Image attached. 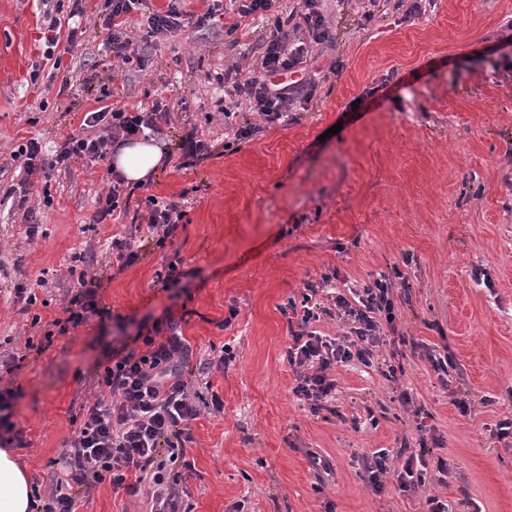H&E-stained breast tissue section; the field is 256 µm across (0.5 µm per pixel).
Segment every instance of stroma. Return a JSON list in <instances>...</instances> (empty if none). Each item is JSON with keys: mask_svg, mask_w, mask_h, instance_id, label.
Instances as JSON below:
<instances>
[{"mask_svg": "<svg viewBox=\"0 0 512 512\" xmlns=\"http://www.w3.org/2000/svg\"><path fill=\"white\" fill-rule=\"evenodd\" d=\"M58 2L0 0V362H19L13 420L27 445L13 454L39 496L64 477L72 417L98 398L113 351L137 323L169 310L184 318L194 361L212 363L194 390L224 403L220 413L202 409L186 464L166 466V477L182 476L181 512H423L431 495L450 512H512V437L499 435L512 420V74L492 68L512 56V0H421L410 18L412 0H324L333 40L310 46L300 73L316 86L312 101L294 107L288 125L230 147L220 78L233 65L252 73L270 22H250L237 46L223 27H187L151 39L145 68L116 70L99 0L84 4L79 45L45 60V29L69 15ZM91 75L115 86L117 107L164 99L173 106L168 136L194 128L213 151L190 170L167 161L100 224L107 162L30 175L11 156L32 138L53 155L78 131L97 107L83 87ZM63 76L68 97L57 94ZM148 196L185 213L160 247L140 228ZM116 238L141 252L101 290L127 329L93 319L44 345L77 272L108 267ZM176 259L186 276L164 289ZM397 273L412 295L400 308L398 382L379 372L391 353L382 347L372 366H336L330 410L311 412L292 392L282 308L301 300L308 281L327 307L331 293ZM18 283L35 293L31 307L17 301ZM415 342L450 350L448 377L413 352ZM225 349L231 361L215 368ZM404 387L432 414L438 440L418 491H400L391 475L378 495L362 478L365 457L417 437L413 407L398 401ZM458 398L469 400L468 414ZM313 453L329 461L328 474L315 475ZM152 491L130 496L104 482L78 512H151Z\"/></svg>", "mask_w": 512, "mask_h": 512, "instance_id": "obj_1", "label": "stroma"}]
</instances>
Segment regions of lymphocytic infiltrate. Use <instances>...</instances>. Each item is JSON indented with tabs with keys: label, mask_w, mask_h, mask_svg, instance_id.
Here are the masks:
<instances>
[{
	"label": "lymphocytic infiltrate",
	"mask_w": 512,
	"mask_h": 512,
	"mask_svg": "<svg viewBox=\"0 0 512 512\" xmlns=\"http://www.w3.org/2000/svg\"><path fill=\"white\" fill-rule=\"evenodd\" d=\"M183 0H168L166 10L147 18L150 37L186 27L225 24L220 0H207L204 11L195 13L182 6ZM143 0H104L101 25L107 30L106 46L113 59L122 63L145 64V55L136 54L127 30L130 16ZM239 17H269L273 27L263 41L261 75L240 79L238 67L224 72L234 96V108H247L262 116L266 127L288 123L289 107L295 102H308L313 88L295 79L278 82L281 74H297L308 55L309 43L322 44L332 39V31L321 10V0H303L301 8L284 10L283 0H238ZM305 31L308 40H291V31ZM171 109L162 100L151 105L125 111L106 105L85 112L83 131L71 135L58 147L56 164L89 159L97 162L114 154L131 138L144 133L161 132L170 124ZM103 275L80 272L78 288L68 301L66 318L56 320L59 335L78 328L90 319L109 316L98 299ZM301 302L303 313L297 328L291 331V342L285 357L296 375L294 395L306 402L312 411L325 409L336 389L330 372L341 363L358 362L371 366L378 348L395 342L399 309L393 298L394 283L380 276L366 284L353 296L336 295L334 305L349 330L342 339H332L311 330L310 322L319 315L312 305L313 283H305ZM135 347H122L98 376L100 396L89 406H82L81 422L62 456L66 483L58 485L44 500L41 512H77L81 495L102 482H110L113 490L136 495L143 482H153L152 498L159 512H180L178 479H166L165 461L185 456L192 441V424L200 409L188 388L195 376L193 349L181 332V322L172 312L153 319L150 326L138 329ZM416 445L402 443L407 457L401 468L390 469L387 449L373 452L365 467L364 479L375 493H382L385 478L396 474L401 491L417 486L414 466L423 462L428 452V439L435 428L426 420L416 426Z\"/></svg>",
	"instance_id": "obj_1"
}]
</instances>
